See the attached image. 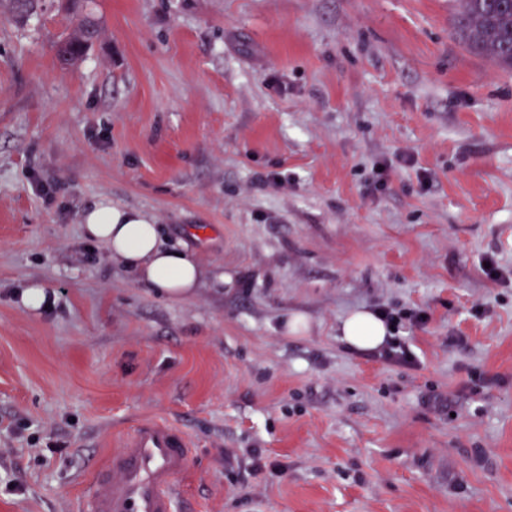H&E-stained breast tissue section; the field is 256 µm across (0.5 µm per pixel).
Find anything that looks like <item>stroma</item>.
I'll return each mask as SVG.
<instances>
[{
    "label": "stroma",
    "mask_w": 512,
    "mask_h": 512,
    "mask_svg": "<svg viewBox=\"0 0 512 512\" xmlns=\"http://www.w3.org/2000/svg\"><path fill=\"white\" fill-rule=\"evenodd\" d=\"M87 5L67 68L58 0L0 7V512H75L144 417L193 443L176 512H512V75L455 0ZM101 200L196 254L193 297L85 240ZM395 304L414 365L338 339ZM64 9L71 15L73 29L56 45V55L64 65L81 59L92 43L98 39L100 27L96 21L92 22L88 16L73 11L71 0H61ZM378 314L387 325H394V330H399L406 322L411 324L422 323L427 319V314L412 307H386L376 308Z\"/></svg>",
    "instance_id": "obj_1"
}]
</instances>
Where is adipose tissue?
Wrapping results in <instances>:
<instances>
[{
	"mask_svg": "<svg viewBox=\"0 0 512 512\" xmlns=\"http://www.w3.org/2000/svg\"><path fill=\"white\" fill-rule=\"evenodd\" d=\"M83 224L89 240L106 246L116 263L165 299L193 296L206 278L195 254L186 247L165 244L158 224L143 211L102 201L86 211ZM392 334L370 309L352 311L338 327L340 341L359 353L380 348Z\"/></svg>",
	"mask_w": 512,
	"mask_h": 512,
	"instance_id": "1",
	"label": "adipose tissue"
}]
</instances>
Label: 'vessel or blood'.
Returning a JSON list of instances; mask_svg holds the SVG:
<instances>
[{
	"label": "vessel or blood",
	"mask_w": 512,
	"mask_h": 512,
	"mask_svg": "<svg viewBox=\"0 0 512 512\" xmlns=\"http://www.w3.org/2000/svg\"><path fill=\"white\" fill-rule=\"evenodd\" d=\"M117 446L110 466L96 479L89 512H174L178 480L191 456L187 433L165 421L143 419Z\"/></svg>",
	"instance_id": "obj_1"
}]
</instances>
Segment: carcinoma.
Returning a JSON list of instances; mask_svg holds the SVG:
<instances>
[{"label":"carcinoma","mask_w":512,"mask_h":512,"mask_svg":"<svg viewBox=\"0 0 512 512\" xmlns=\"http://www.w3.org/2000/svg\"><path fill=\"white\" fill-rule=\"evenodd\" d=\"M61 3L73 21L72 31L55 45L58 59L66 65L85 55L98 39L100 27L73 11L71 0ZM454 31L465 47L512 70V0H459Z\"/></svg>","instance_id":"carcinoma-1"}]
</instances>
